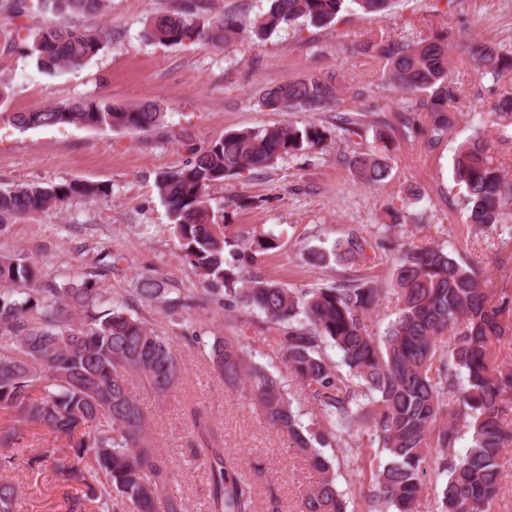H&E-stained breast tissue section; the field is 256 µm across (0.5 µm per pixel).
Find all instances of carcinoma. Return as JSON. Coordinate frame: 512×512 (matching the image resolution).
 Here are the masks:
<instances>
[{"label":"carcinoma","mask_w":512,"mask_h":512,"mask_svg":"<svg viewBox=\"0 0 512 512\" xmlns=\"http://www.w3.org/2000/svg\"><path fill=\"white\" fill-rule=\"evenodd\" d=\"M345 0H269L250 20L264 38L282 25L326 27ZM104 0H0V14L14 24L19 48L50 73L83 66L105 46L101 29L77 30L68 14L101 12ZM36 13L52 18L33 29L20 19ZM242 29L235 17L213 12L206 0H178L174 10L154 16L145 36L163 46L206 41L223 47ZM451 34L442 31L418 43L380 41L368 46L386 60L388 77L401 92L395 120L387 113L340 109L336 82L316 74L267 88L261 106L272 112L314 107L335 113L336 133L349 140L373 131L381 146L356 147L349 165L369 184L390 176L394 126L406 138L434 148L456 121L461 91L448 74ZM477 74L497 79L512 70V53L473 40L467 45ZM428 123L416 122L418 111ZM154 102L115 104L78 98L28 112H0V121L27 130L74 125L99 130L150 131L164 123ZM331 131L316 121L301 126L285 120L263 129L230 131L211 139L192 162L160 177L156 188L179 240L183 259L197 270L203 292L166 299L168 311L256 310L282 333L286 366L301 383L322 425H302L279 380L247 362L236 336L192 340L209 348L212 368L233 387L246 381L270 425L288 433L293 448L308 456L321 474L308 492L303 512H347L345 493L320 449H343L345 467L353 448L342 443L362 431L385 462L359 475L368 480L360 495L384 501L394 512H415L426 478H446L439 512H484L501 492V457L512 446V363L498 360L496 346L512 335V295L482 286L477 262L444 246L405 241L402 213L365 237L352 229L336 241L337 264L352 268L366 250L399 254L392 276L397 311L384 335L372 333L369 314L380 289L367 277H346L318 288L291 289L257 275L239 274L241 263L276 248L271 235H229L224 215L211 207L208 190L226 178L258 172L286 156L327 147ZM453 179L463 190L471 227L494 229L512 219V183L495 163L493 147L481 132L458 147ZM106 185L69 180L46 186L17 184L0 190V230L17 218L93 201ZM123 257L103 248L95 268L110 271ZM134 292L158 300L165 290L149 277ZM334 347L342 364L328 362ZM181 374L169 338L128 309L112 304L95 274L70 276L57 284L43 280L33 263L0 254V409L15 420L0 428V473L29 452L19 447L26 427L38 425L69 438L71 457L56 467L63 512H113V498L136 512H187L171 489L172 470L147 433V417L131 387L140 382L167 394ZM470 437L465 453L458 451ZM211 475V512H254L252 482L236 471L224 449L195 448ZM18 492L0 480V512H15Z\"/></svg>","instance_id":"cac0c4a2"}]
</instances>
